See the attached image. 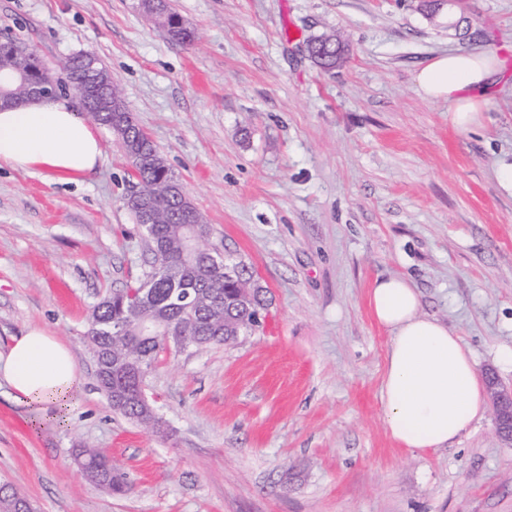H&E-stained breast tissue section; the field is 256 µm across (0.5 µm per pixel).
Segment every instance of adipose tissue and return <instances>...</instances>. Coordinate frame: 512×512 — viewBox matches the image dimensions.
Masks as SVG:
<instances>
[{
  "instance_id": "1",
  "label": "adipose tissue",
  "mask_w": 512,
  "mask_h": 512,
  "mask_svg": "<svg viewBox=\"0 0 512 512\" xmlns=\"http://www.w3.org/2000/svg\"><path fill=\"white\" fill-rule=\"evenodd\" d=\"M501 68L490 50L444 53L421 68L415 81L426 97L448 100L450 122L466 131L480 124ZM102 158L94 127L68 99L0 108V167L49 182L76 181ZM370 303L390 336L380 387L387 432L412 450L452 446L487 409L472 352L446 325L421 314L418 292L404 277L376 279ZM0 376L16 399L57 407L67 406L80 384L70 351L40 328L15 339L0 357Z\"/></svg>"
}]
</instances>
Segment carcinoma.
I'll return each instance as SVG.
<instances>
[{
    "label": "carcinoma",
    "instance_id": "obj_1",
    "mask_svg": "<svg viewBox=\"0 0 512 512\" xmlns=\"http://www.w3.org/2000/svg\"><path fill=\"white\" fill-rule=\"evenodd\" d=\"M149 20L177 43H189L191 28L179 24L181 17L171 4L157 13L144 12ZM319 46L314 56L317 64L330 70L345 54V45L332 37L309 39ZM80 55L65 64L68 85L72 92L83 84ZM0 68L3 73H21L29 78L59 84L56 73L29 46L9 35L0 37ZM93 118L111 129L121 145L131 171L129 183L138 188L139 202L124 201L136 223H141L143 209L153 215L148 237L152 255L151 270L143 280L116 289L95 307L87 340L96 364L100 390L112 410L150 429L152 417L145 413L139 400L130 397L115 401L120 374L125 369L140 368L136 381L144 385L161 354L171 350L165 340L175 336L186 346L206 347L234 342L255 325L253 316L267 307L266 291L253 278L248 268L238 263L234 279L224 277V263L201 264L184 253L183 241L189 227L195 226L209 234L210 227L203 215L180 192L169 190V183L178 182L160 152L139 127L128 106L121 112H95ZM137 320L160 324L159 334L145 339L135 333L102 336L98 323H133ZM77 461L99 486L116 493L125 489L119 466L97 448H81ZM25 496L7 484L0 485V512H19Z\"/></svg>",
    "mask_w": 512,
    "mask_h": 512
}]
</instances>
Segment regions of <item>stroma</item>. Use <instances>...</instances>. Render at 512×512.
I'll return each instance as SVG.
<instances>
[{
    "label": "stroma",
    "instance_id": "1",
    "mask_svg": "<svg viewBox=\"0 0 512 512\" xmlns=\"http://www.w3.org/2000/svg\"><path fill=\"white\" fill-rule=\"evenodd\" d=\"M137 0H0V35L55 71L96 53L122 88L210 244L268 290L236 342L161 355L145 381L168 435L115 413L86 340L95 305L151 255L123 197L116 136L77 182L0 169V353L28 328L71 350L65 413L0 379V484L37 512H512V448L493 412L453 447L403 448L382 421L388 332L376 278L403 276L422 314L460 336L480 374L512 387V0H171L197 32L171 42ZM347 51L326 71L308 39ZM503 63L481 124L456 130L417 72L449 51ZM91 445L127 475L96 485Z\"/></svg>",
    "mask_w": 512,
    "mask_h": 512
}]
</instances>
